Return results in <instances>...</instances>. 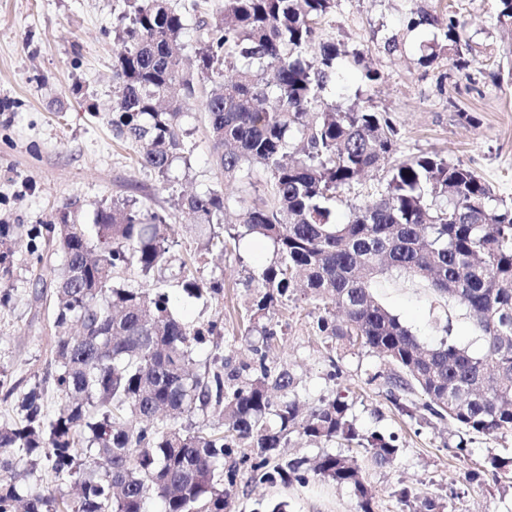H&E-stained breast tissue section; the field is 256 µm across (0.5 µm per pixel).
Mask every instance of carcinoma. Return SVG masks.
<instances>
[{"instance_id":"obj_1","label":"carcinoma","mask_w":512,"mask_h":512,"mask_svg":"<svg viewBox=\"0 0 512 512\" xmlns=\"http://www.w3.org/2000/svg\"><path fill=\"white\" fill-rule=\"evenodd\" d=\"M116 35L123 49L112 65L123 85L112 106L113 136L143 149L140 163L169 178L185 150V118L197 83L221 76L236 61L235 77L202 103L209 141L226 180L252 182L254 168L270 174L273 193L225 222L224 190L181 195L176 205L209 227L203 250H228V240L268 239L275 258L258 275L246 306L244 336L254 358L234 364L219 351L203 363L195 347L223 335L220 319L189 325L150 297L115 283L135 269L143 277L170 263L174 240L163 216L136 200L100 206L93 223L80 205L65 203L45 232L29 237L33 267L41 269L39 238L61 254L53 284V359L44 381L65 401L44 413L45 389L24 393L22 416L0 422V512H149L152 495L163 512H224L240 473L261 483L306 484L318 479L349 488L359 512H375L357 454L321 453L314 462L281 448L294 436L311 443L339 441L362 448L380 466L400 452L399 437L359 433L350 405L338 396L302 411L299 381L286 366L266 363L277 336L272 315L306 288L344 313L336 322L322 308L315 331L385 358L393 369L367 376L403 402L419 389L424 410L471 433L512 432V203L471 168L435 152L397 156V130L372 107L342 109L324 102L347 55L320 41L317 21L336 0H222L199 21L197 75L184 71L179 41L183 13L166 0H126ZM429 25L461 58L464 23L454 15L410 10L407 27ZM389 165L386 183L364 205L346 195L370 170ZM348 205L344 221L336 209ZM15 226L0 224V281L13 273ZM184 291L197 299L223 290L181 263ZM404 273L428 283L446 304L463 306L483 340L473 354L443 340L426 348L371 292L379 277ZM221 413L224 423L194 418ZM42 467L51 484L33 488ZM405 512H445L447 500L394 491Z\"/></svg>"}]
</instances>
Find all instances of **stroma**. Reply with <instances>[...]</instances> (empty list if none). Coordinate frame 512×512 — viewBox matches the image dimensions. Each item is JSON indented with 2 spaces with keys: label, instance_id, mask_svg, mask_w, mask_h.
<instances>
[{
  "label": "stroma",
  "instance_id": "stroma-1",
  "mask_svg": "<svg viewBox=\"0 0 512 512\" xmlns=\"http://www.w3.org/2000/svg\"><path fill=\"white\" fill-rule=\"evenodd\" d=\"M221 0H169L186 26L183 53L193 58L199 20L211 18ZM435 13H454L465 23V68H457L448 50L438 45L436 29L407 30L404 15L410 0H336V11L319 20L321 39L341 41L360 52L381 75L369 85L361 68L342 57L324 97L343 108L373 105L388 113L397 130L398 153L413 156L438 152L448 161L475 170L497 196L512 201V26L497 21V0H421ZM124 0H0V224L23 227L47 224L71 200L81 206L80 218L92 223L106 201L135 198L164 216L175 230V259L196 258L204 277L224 283L219 296L196 299L183 292L174 269L154 276L125 275L121 284L169 296L174 315L195 325L208 319L224 322V335L196 349L198 360L214 349L234 358L247 357L240 341L239 319L251 296L249 277L273 257L267 240L248 237L231 252L199 255L204 226L174 205L177 196L223 187L230 207L229 223H237L244 203L268 197L267 176L257 188L225 181L209 148L207 119L194 104L187 120L189 163L174 162L172 182L163 185L139 163V146L112 134L110 108L119 95L112 62L122 49L115 32ZM396 50H388V41ZM430 64L420 58L428 51ZM13 251L11 299L0 304V417L11 414L14 400L6 387L21 390L41 383L55 345L49 301L35 297L31 259L25 243ZM373 293L427 345L454 341L477 353L483 342L465 310L439 305L425 283L404 274L378 279ZM315 303L296 293L279 307L275 318L285 335L266 351L269 362L285 364L299 379L301 401L314 405L347 395L362 433H396L402 451L393 465L364 463L367 483L376 495L378 512H401L394 492L406 486L415 493L447 497L450 512H512V488L493 481L471 483L467 471L491 455L512 456V433L465 432L456 423L425 417L415 423L402 416L384 389L367 384L368 373L388 371L377 354L345 352L342 376L328 377L336 350L313 329ZM284 500L289 512H356L349 489L319 480L257 485L241 477L228 512H255L258 504Z\"/></svg>",
  "mask_w": 512,
  "mask_h": 512
}]
</instances>
